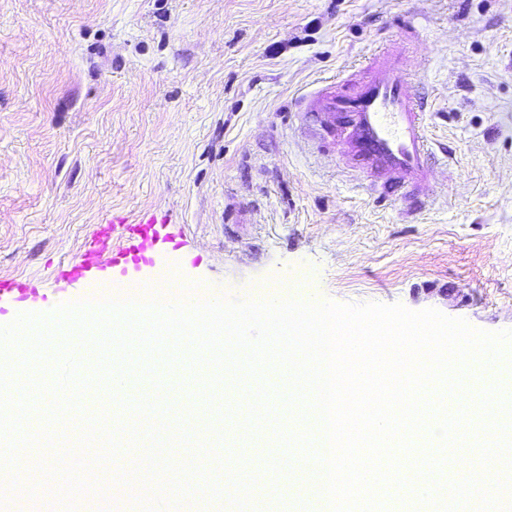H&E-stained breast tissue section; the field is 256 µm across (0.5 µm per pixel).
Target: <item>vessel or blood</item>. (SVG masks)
<instances>
[{
  "label": "vessel or blood",
  "instance_id": "obj_1",
  "mask_svg": "<svg viewBox=\"0 0 512 512\" xmlns=\"http://www.w3.org/2000/svg\"><path fill=\"white\" fill-rule=\"evenodd\" d=\"M403 50L394 46L371 59L358 81L324 82L305 99V116L323 139L338 144L348 165L381 180L385 194L417 185L435 158L424 121L425 102L402 75ZM156 217L120 215L99 224L78 259L61 265L54 287L32 288L23 280H0V296L11 295L15 313L85 298L100 285L105 269L126 271L151 264L175 243Z\"/></svg>",
  "mask_w": 512,
  "mask_h": 512
}]
</instances>
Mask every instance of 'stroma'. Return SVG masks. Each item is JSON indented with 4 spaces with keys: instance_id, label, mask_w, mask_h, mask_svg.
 I'll use <instances>...</instances> for the list:
<instances>
[{
    "instance_id": "35a3bbf8",
    "label": "stroma",
    "mask_w": 512,
    "mask_h": 512,
    "mask_svg": "<svg viewBox=\"0 0 512 512\" xmlns=\"http://www.w3.org/2000/svg\"><path fill=\"white\" fill-rule=\"evenodd\" d=\"M397 43L447 146L409 214L323 153L297 100ZM167 217L184 246L140 273L256 299L434 309L512 330V0H0V278L51 286L97 224ZM189 433L256 468L271 426ZM271 475L268 512H309Z\"/></svg>"
}]
</instances>
